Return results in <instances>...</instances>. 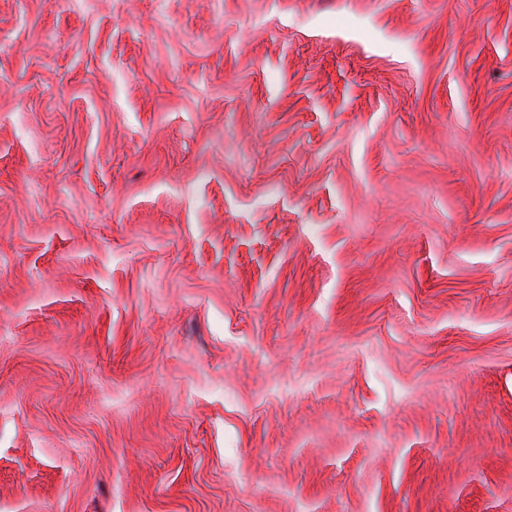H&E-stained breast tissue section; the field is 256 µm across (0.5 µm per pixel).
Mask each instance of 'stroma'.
Returning <instances> with one entry per match:
<instances>
[{
  "mask_svg": "<svg viewBox=\"0 0 512 512\" xmlns=\"http://www.w3.org/2000/svg\"><path fill=\"white\" fill-rule=\"evenodd\" d=\"M0 512H512V0H0Z\"/></svg>",
  "mask_w": 512,
  "mask_h": 512,
  "instance_id": "stroma-1",
  "label": "stroma"
}]
</instances>
